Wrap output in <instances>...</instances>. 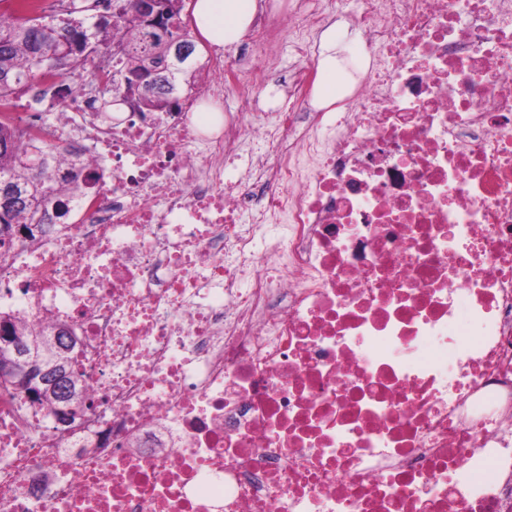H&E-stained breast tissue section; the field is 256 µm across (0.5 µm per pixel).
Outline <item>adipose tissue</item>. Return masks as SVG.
Returning <instances> with one entry per match:
<instances>
[{
	"label": "adipose tissue",
	"mask_w": 512,
	"mask_h": 512,
	"mask_svg": "<svg viewBox=\"0 0 512 512\" xmlns=\"http://www.w3.org/2000/svg\"><path fill=\"white\" fill-rule=\"evenodd\" d=\"M259 12V0H194L192 24L196 33L213 48L238 44ZM347 34L345 23L329 25L318 46V81L314 88L317 108H327L347 95L353 76L339 55V43Z\"/></svg>",
	"instance_id": "1"
}]
</instances>
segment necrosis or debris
I'll return each mask as SVG.
<instances>
[{
    "mask_svg": "<svg viewBox=\"0 0 512 512\" xmlns=\"http://www.w3.org/2000/svg\"><path fill=\"white\" fill-rule=\"evenodd\" d=\"M337 3L369 67L317 112ZM273 28L300 62L259 123L221 65L171 111L66 101L85 194L0 251V316L73 328L90 407L0 390V512H512V0ZM269 85H275L280 90ZM230 86L231 90L224 100L225 112H279L287 108V89L273 81L252 89L250 104H247L238 94L236 90L238 83H231Z\"/></svg>",
    "mask_w": 512,
    "mask_h": 512,
    "instance_id": "1",
    "label": "necrosis or debris"
}]
</instances>
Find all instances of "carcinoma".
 <instances>
[{"label": "carcinoma", "mask_w": 512, "mask_h": 512, "mask_svg": "<svg viewBox=\"0 0 512 512\" xmlns=\"http://www.w3.org/2000/svg\"><path fill=\"white\" fill-rule=\"evenodd\" d=\"M138 0H112L99 11L102 0H69L68 18L60 21L46 15L19 16L0 20V105L29 94L37 100L51 98L64 103L71 94L59 81L69 70L85 68L95 58L112 57V47L120 43L125 53L118 59L126 81L116 84L105 69L93 72L91 83L100 84L108 95H142V107L157 109L164 96L187 85L203 70V65L187 61L172 63L144 87L149 68L155 65L164 45L183 27V0H156V20L143 24L132 17ZM67 152L63 141L51 133L39 138L31 127L0 117V186L15 197L0 200V246L13 242L4 230H27L39 223V215L52 203L66 202L82 194L77 177L62 178L51 163ZM4 330L14 336L51 337L46 328L8 323Z\"/></svg>", "instance_id": "carcinoma-1"}]
</instances>
